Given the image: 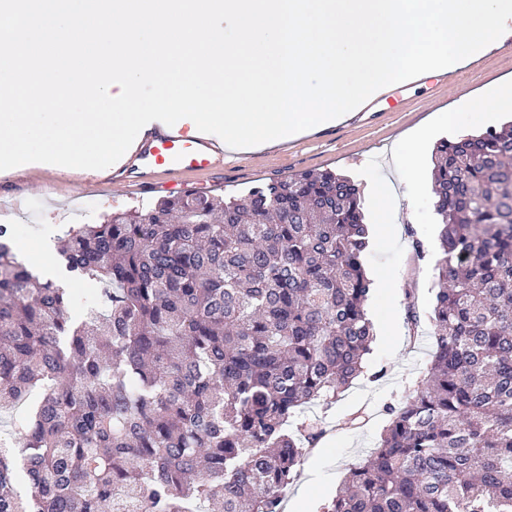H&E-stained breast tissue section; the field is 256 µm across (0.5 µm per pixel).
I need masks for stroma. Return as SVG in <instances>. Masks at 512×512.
<instances>
[{"mask_svg":"<svg viewBox=\"0 0 512 512\" xmlns=\"http://www.w3.org/2000/svg\"><path fill=\"white\" fill-rule=\"evenodd\" d=\"M507 32L481 53L478 78L465 67L453 74L427 73L415 81L390 85L386 94L365 106L350 122L327 127L287 144L253 154H228L220 170L207 175L170 174L152 195L135 188L97 184L94 175L40 164L38 174L0 171V211L24 225L20 241L47 250L59 263L57 240L65 227L145 203L147 198L187 190L241 196L250 188L305 171L330 170L351 177L363 189L365 222L375 226L379 212L366 189L388 185L390 215L397 227L388 236H371L363 264L369 276L383 273L396 291L375 288L367 313L375 340L362 374L331 403L306 410L319 419L324 436L304 458L296 480L285 492L284 512H322L350 468L365 458L388 421L387 405L412 395L433 349L432 308L436 265L442 257L431 193V158H424L416 184H406L396 152L403 133L429 130L430 142L489 128L483 100L497 84L512 79V18ZM418 322H411L410 312Z\"/></svg>","mask_w":512,"mask_h":512,"instance_id":"1","label":"stroma"}]
</instances>
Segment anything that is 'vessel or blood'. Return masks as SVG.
Returning <instances> with one entry per match:
<instances>
[{"label":"vessel or blood","instance_id":"obj_1","mask_svg":"<svg viewBox=\"0 0 512 512\" xmlns=\"http://www.w3.org/2000/svg\"><path fill=\"white\" fill-rule=\"evenodd\" d=\"M140 178L138 190L157 188L159 176L174 173L203 174L224 158V142L218 136L190 132L185 128L147 130L135 152Z\"/></svg>","mask_w":512,"mask_h":512}]
</instances>
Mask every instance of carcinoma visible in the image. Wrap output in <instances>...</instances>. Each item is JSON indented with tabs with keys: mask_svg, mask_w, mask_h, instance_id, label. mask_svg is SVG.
<instances>
[{
	"mask_svg": "<svg viewBox=\"0 0 512 512\" xmlns=\"http://www.w3.org/2000/svg\"><path fill=\"white\" fill-rule=\"evenodd\" d=\"M434 345L414 394L326 512H512V129L443 140ZM361 192L304 172L228 202L171 196L68 231L73 289L0 224V512H282L305 419L374 327ZM27 485V493L18 485Z\"/></svg>",
	"mask_w": 512,
	"mask_h": 512,
	"instance_id": "1",
	"label": "carcinoma"
}]
</instances>
